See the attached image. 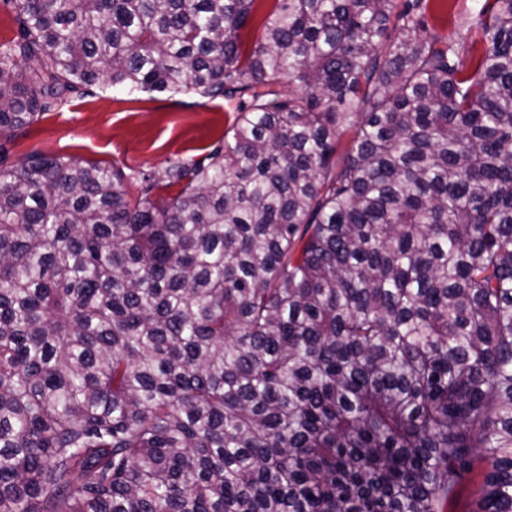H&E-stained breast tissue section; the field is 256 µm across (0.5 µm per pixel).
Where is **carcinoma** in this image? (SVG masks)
Listing matches in <instances>:
<instances>
[{
    "mask_svg": "<svg viewBox=\"0 0 512 512\" xmlns=\"http://www.w3.org/2000/svg\"><path fill=\"white\" fill-rule=\"evenodd\" d=\"M18 0L0 137L223 98L126 178L0 157V512H512V0ZM276 0H256L252 16L246 27L240 32L243 50L250 51L260 39L266 16L275 8ZM484 3V0H428L427 23L442 36L467 33L468 43L474 40L473 51L479 53L483 45L474 28V13ZM481 470L476 469L472 480L466 485L460 501L449 512H479L481 503Z\"/></svg>",
    "mask_w": 512,
    "mask_h": 512,
    "instance_id": "obj_1",
    "label": "carcinoma"
}]
</instances>
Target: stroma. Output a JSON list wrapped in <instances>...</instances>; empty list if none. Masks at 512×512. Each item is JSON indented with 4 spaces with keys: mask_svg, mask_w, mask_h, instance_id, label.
Here are the masks:
<instances>
[{
    "mask_svg": "<svg viewBox=\"0 0 512 512\" xmlns=\"http://www.w3.org/2000/svg\"><path fill=\"white\" fill-rule=\"evenodd\" d=\"M484 0H428L427 23L437 33H465L481 51L474 14ZM223 100L158 93L127 95L93 85L56 111L0 139L9 164L33 151L116 165L133 176L160 169L175 157L199 158L231 125Z\"/></svg>",
    "mask_w": 512,
    "mask_h": 512,
    "instance_id": "obj_1",
    "label": "stroma"
}]
</instances>
